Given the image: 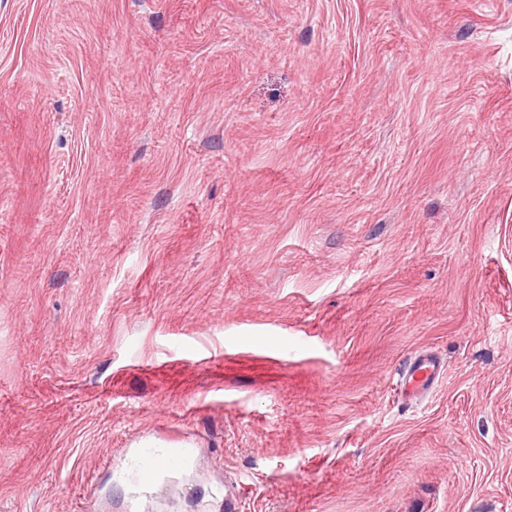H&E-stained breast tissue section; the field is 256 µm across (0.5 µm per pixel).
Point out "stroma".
Segmentation results:
<instances>
[{"label":"stroma","instance_id":"obj_1","mask_svg":"<svg viewBox=\"0 0 512 512\" xmlns=\"http://www.w3.org/2000/svg\"><path fill=\"white\" fill-rule=\"evenodd\" d=\"M0 512H512V0H0ZM442 367L434 352L422 350L415 353L398 374L396 387L400 395L412 400L428 394L437 383ZM181 446V443H173L167 446V448H165V456L167 457L168 466L170 468H176L181 464L184 451V448H182ZM142 463L143 456L140 458H133L129 464L130 470L136 474L137 478L138 475L141 474ZM151 464L153 465L154 468V476L151 479H143L140 475V480L138 479V484L129 483L128 486L138 492L146 491L147 488L150 485H152L156 477L168 467L163 457L159 455L154 458Z\"/></svg>","mask_w":512,"mask_h":512}]
</instances>
